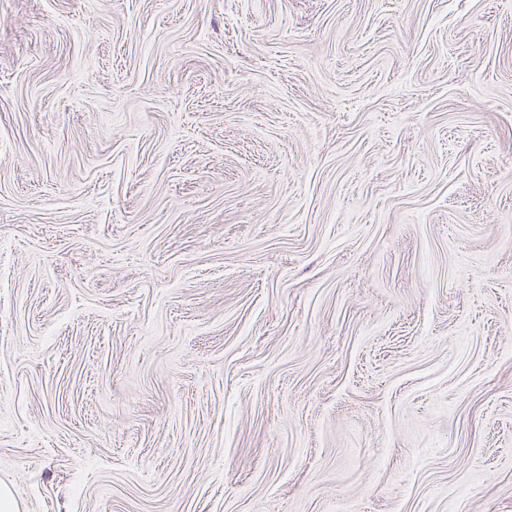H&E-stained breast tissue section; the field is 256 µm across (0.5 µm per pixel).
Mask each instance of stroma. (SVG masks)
Wrapping results in <instances>:
<instances>
[{
    "label": "stroma",
    "mask_w": 512,
    "mask_h": 512,
    "mask_svg": "<svg viewBox=\"0 0 512 512\" xmlns=\"http://www.w3.org/2000/svg\"><path fill=\"white\" fill-rule=\"evenodd\" d=\"M18 512H512V0H0Z\"/></svg>",
    "instance_id": "obj_1"
}]
</instances>
